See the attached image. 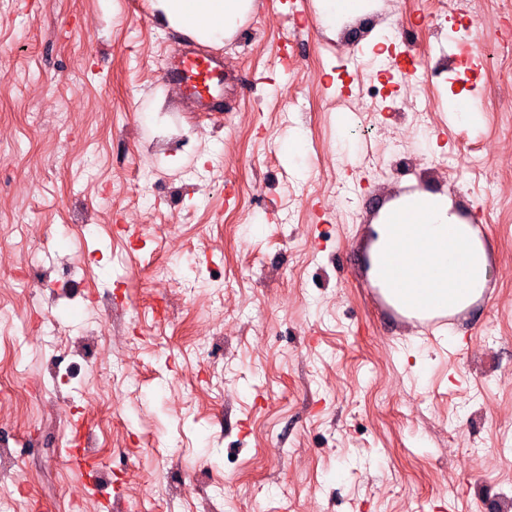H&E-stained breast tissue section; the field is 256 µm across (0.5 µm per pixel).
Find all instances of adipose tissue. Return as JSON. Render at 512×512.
Masks as SVG:
<instances>
[{
	"mask_svg": "<svg viewBox=\"0 0 512 512\" xmlns=\"http://www.w3.org/2000/svg\"><path fill=\"white\" fill-rule=\"evenodd\" d=\"M154 15L199 41L223 43L253 0H149ZM369 275L386 301L408 317L468 309L489 281V251L478 229L442 193L414 192L381 211L372 226Z\"/></svg>",
	"mask_w": 512,
	"mask_h": 512,
	"instance_id": "obj_1",
	"label": "adipose tissue"
}]
</instances>
